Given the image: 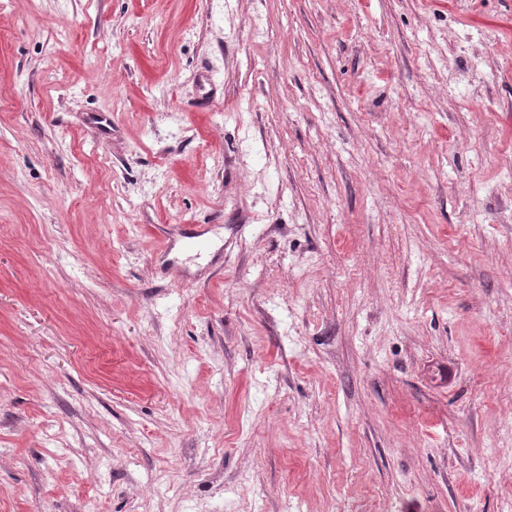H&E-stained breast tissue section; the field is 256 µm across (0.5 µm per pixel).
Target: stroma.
<instances>
[{"label":"stroma","mask_w":512,"mask_h":512,"mask_svg":"<svg viewBox=\"0 0 512 512\" xmlns=\"http://www.w3.org/2000/svg\"><path fill=\"white\" fill-rule=\"evenodd\" d=\"M0 512H512V0H0Z\"/></svg>","instance_id":"obj_1"}]
</instances>
